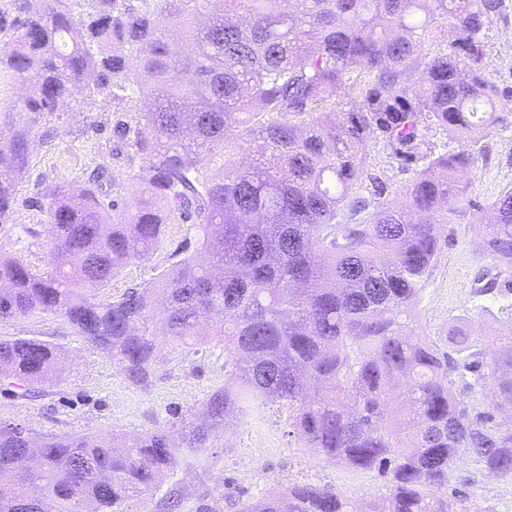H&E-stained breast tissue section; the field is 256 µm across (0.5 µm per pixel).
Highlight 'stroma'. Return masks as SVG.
Masks as SVG:
<instances>
[{
	"mask_svg": "<svg viewBox=\"0 0 512 512\" xmlns=\"http://www.w3.org/2000/svg\"><path fill=\"white\" fill-rule=\"evenodd\" d=\"M486 36L489 74L500 85H512V0H505L504 10L490 19ZM23 100L17 81L0 79V133L31 129L29 164L17 177L18 201L0 222V249L42 267L49 253L50 189L60 182L82 187L102 168L108 173L102 200L119 195L132 201L140 194L136 175L145 159L117 136V121L130 115L113 111L111 103L98 98L71 104L56 118L21 111ZM476 150L477 171L464 201L448 216L437 259L411 309L424 334L441 342L461 324L482 342L512 337V321L500 315L494 294L480 292L477 282L487 269L498 273L500 281H512V263L488 253L484 231L493 220V201L512 185V126L483 134ZM363 154L367 177L356 195L365 207L341 210L337 223L370 222L379 203L398 201L419 170L379 135L367 141ZM194 250L189 225L172 218L150 257L130 263L96 296L113 299L127 288L158 281ZM14 337L56 347L60 379L18 386L0 375V422L23 424L38 440L64 434L141 435L159 428L172 432L175 465L152 495L132 503L133 512H159L157 505L165 499L178 501V512H232L229 500L245 501L294 484L332 488L364 512L369 502L387 493V481L377 471L337 466L306 448L290 433L288 410L278 404L230 419L211 432L206 447H186L184 437L204 421L207 399L231 376L223 337L212 334L193 345L161 339L153 374L139 386L107 353L86 344L63 316L35 313L0 323V338ZM447 494L462 512H512V476L480 471L467 458L457 462Z\"/></svg>",
	"mask_w": 512,
	"mask_h": 512,
	"instance_id": "1",
	"label": "stroma"
}]
</instances>
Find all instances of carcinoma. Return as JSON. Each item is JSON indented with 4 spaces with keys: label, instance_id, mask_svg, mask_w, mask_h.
<instances>
[{
    "label": "carcinoma",
    "instance_id": "cac0c4a2",
    "mask_svg": "<svg viewBox=\"0 0 512 512\" xmlns=\"http://www.w3.org/2000/svg\"><path fill=\"white\" fill-rule=\"evenodd\" d=\"M504 0H22L4 35L0 64L33 77L23 112L53 115L90 94L134 113L130 147L148 199L101 201L104 172L78 193L60 184L47 209L50 259L34 268L0 251V323L60 314L112 356L134 385L153 371L159 321L183 344L215 315L234 357L232 382L205 404L210 430L269 403L288 406V426L328 462L387 477L384 505L368 512H459L445 489L463 456L489 474H512V340L478 345L459 328L446 346L417 331L409 310L429 275L440 233L466 195L461 175L478 162L475 138L512 125V86L485 69L484 28ZM187 51L173 53L170 27ZM446 52L419 60L433 33ZM136 58L139 70L129 67ZM148 108L139 110L140 99ZM339 114V120L327 117ZM457 148L414 152L421 121ZM379 133L406 161L423 160L400 205L368 224H338L365 178L362 147ZM30 129L0 140V166L29 163ZM230 144L254 145L240 169ZM17 189L0 179V220ZM486 247L512 261V186L492 204ZM192 222V255L160 284L99 301L122 269L158 247L168 216ZM58 352L28 338L0 340V373L28 385L53 381ZM493 385L482 410L469 395ZM461 386V395L454 394ZM399 389L397 413L388 395ZM20 425H0V512H55L92 504L129 512L175 464L164 431L126 439L62 435L25 460ZM236 512H357L328 487L293 485Z\"/></svg>",
    "mask_w": 512,
    "mask_h": 512
}]
</instances>
